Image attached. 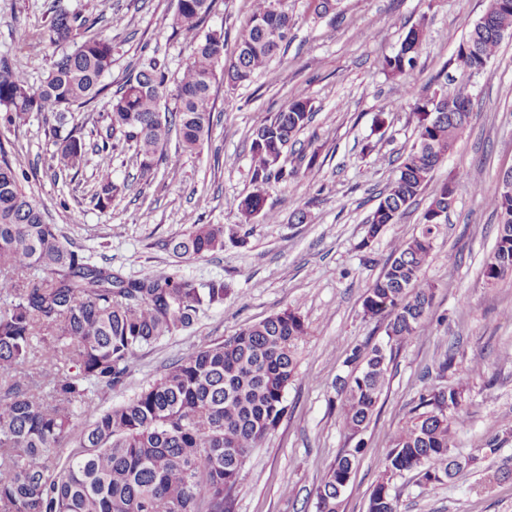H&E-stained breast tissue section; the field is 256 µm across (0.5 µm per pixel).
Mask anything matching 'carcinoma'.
I'll return each instance as SVG.
<instances>
[{
    "instance_id": "1",
    "label": "carcinoma",
    "mask_w": 512,
    "mask_h": 512,
    "mask_svg": "<svg viewBox=\"0 0 512 512\" xmlns=\"http://www.w3.org/2000/svg\"><path fill=\"white\" fill-rule=\"evenodd\" d=\"M215 0H177L172 33L190 48L175 89L164 63L150 58L129 72L109 104L101 142H86L74 129L53 155L61 172L80 169L88 152L98 156L95 196L112 201L110 140L119 133L134 147L140 176L149 178L171 135L178 149L197 152L213 127L212 86L217 73L236 87L267 68L294 28L288 7L271 9L253 0L238 31L235 55L224 62V32L202 27ZM478 20L464 42L473 47L461 85L440 95L414 92V74L426 35L425 19L412 26L400 47L380 61L389 77L404 80L415 118L416 141L368 217L360 246L395 224L470 124L460 92L484 70L512 31V0ZM88 18L76 10L55 12L48 25L51 47H67L38 88L21 70L0 65V124L11 126L30 112L51 113L64 123L73 108L92 106L104 93L112 67V40L90 36ZM173 96L172 111L162 102ZM311 100L298 93L253 132V191L238 204L237 224H196L164 243L179 258L224 250L226 241L247 245L240 231L259 220L273 223L269 189L298 176L286 166L288 147L311 122ZM497 220L496 245L483 276L494 283L512 274V201L498 187L474 185ZM456 201L443 184L422 212L418 234L394 245L391 260L367 287L363 313L390 316L386 334L396 344L417 336L432 311L435 284L424 276L439 225ZM231 288L222 280L200 285L166 272L145 271L125 280L91 262L63 239L30 197L0 148V512H233V492L243 480L252 449L276 429L286 410L285 393L295 377L297 353L308 335L291 309L249 325L220 343L191 348L127 402L81 422L95 397L124 385L146 345L191 328L199 313L224 304ZM351 362L362 370L340 386L339 423L355 437L369 425L387 381L392 353L381 346L355 348ZM464 389L450 384L420 394L399 429L372 490L367 512H400L392 481L412 473L419 484L453 478L476 458L452 453ZM75 448L64 460L57 448ZM361 444L336 456L315 487L316 512H339L341 497Z\"/></svg>"
}]
</instances>
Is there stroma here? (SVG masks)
<instances>
[{"label": "stroma", "mask_w": 512, "mask_h": 512, "mask_svg": "<svg viewBox=\"0 0 512 512\" xmlns=\"http://www.w3.org/2000/svg\"><path fill=\"white\" fill-rule=\"evenodd\" d=\"M309 0H287L296 20L284 51L251 83L231 87L216 81L214 127L199 154L168 148L153 177L141 179L132 148L117 142L112 175L124 189L107 206L95 198L98 166L88 154L78 174L55 173L51 115L32 112L0 127V147L23 173L24 186L58 225L96 263L124 278L145 270L170 271L231 286L223 306L205 311L187 333L143 347L125 384L95 400L103 409L126 402L157 378L177 355L205 347L285 309L296 310L309 334L289 384L287 411L276 430L254 450L249 472L234 493L233 512H316L314 487L337 453L362 444L341 512H367L384 470L386 454L420 393L434 386L465 388L466 423L453 450L478 457L475 467L428 487L411 475L396 478L401 512H512V276L488 284L482 268L496 243V220L476 183H496L512 168V38L504 39L486 75L475 78L470 126L431 182L399 223L387 225L363 246L367 217L394 178L414 142V120L400 80L387 77L380 59L397 50L407 31L426 21L416 71L417 89L430 94L456 85L458 44L482 16L484 0H340L316 16ZM176 0H0V59L39 85L54 55L45 46L49 21L59 7L96 19V32L112 39L110 90L123 84L143 58L164 61L177 76L189 50L168 26ZM252 0H216L205 27L223 30L225 57H233L239 28ZM305 93L315 113L299 134L302 154L318 152L320 170L270 189L266 205L273 223L252 224L246 246L228 242L223 251L184 260L163 244L194 224H234L237 205L252 190L253 130L296 93ZM385 126H378L377 115ZM456 188V206L435 239L424 269L436 285L424 330L394 346L381 410L360 439L339 427L340 380L358 372L348 362L353 348L386 344L387 317L367 318L362 302L383 271L392 244L419 229V217L446 181ZM307 220L291 223L298 209ZM150 212V223L140 221ZM454 366L439 374L444 353ZM482 373H473L474 365ZM495 451H488V441Z\"/></svg>", "instance_id": "35a3bbf8"}]
</instances>
